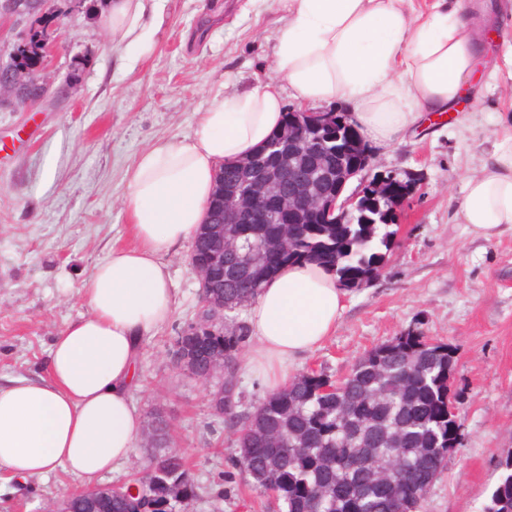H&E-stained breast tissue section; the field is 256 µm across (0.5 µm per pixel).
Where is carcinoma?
Instances as JSON below:
<instances>
[{"label": "carcinoma", "mask_w": 512, "mask_h": 512, "mask_svg": "<svg viewBox=\"0 0 512 512\" xmlns=\"http://www.w3.org/2000/svg\"><path fill=\"white\" fill-rule=\"evenodd\" d=\"M17 58L32 84L40 69L41 38L32 35ZM241 242L224 253V312H242L263 283L281 267L309 262L333 271L339 282L357 287L378 276L396 231L388 224H291L279 252L267 247L281 236L280 224H242ZM243 320L224 328V337L202 336L211 348L224 347L222 420L239 448L237 462L254 484L281 501L286 512H410L436 480L448 449L460 444L461 424L448 413L453 396L454 356L445 343L407 332L368 351L350 371L334 380L312 370L271 392L251 411L240 409L239 353L248 342ZM165 479L182 497L195 499L197 486L184 455L158 452ZM484 512H512V455ZM153 478L140 484V496L121 490L101 504L69 497L68 512H175L165 487L150 492Z\"/></svg>", "instance_id": "obj_1"}]
</instances>
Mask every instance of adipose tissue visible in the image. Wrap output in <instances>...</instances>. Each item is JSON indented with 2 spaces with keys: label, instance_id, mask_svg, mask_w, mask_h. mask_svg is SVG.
<instances>
[{
  "label": "adipose tissue",
  "instance_id": "adipose-tissue-1",
  "mask_svg": "<svg viewBox=\"0 0 512 512\" xmlns=\"http://www.w3.org/2000/svg\"><path fill=\"white\" fill-rule=\"evenodd\" d=\"M284 23L275 79L215 97L193 133L142 154L124 204L136 239L112 249L83 279L89 312L54 337L45 375L0 379V472L42 477L56 468L93 479L126 465L141 431L132 399L143 346L170 320L175 298L165 256L194 240L222 164L244 158L278 129L284 95L314 107L344 103L368 138L402 141L425 115L451 112L471 92L483 42L475 15L491 0H277ZM145 0H112V41L134 52ZM461 223L486 240L512 230V125L494 158L465 183ZM347 294L335 273L296 263L262 286L248 311L247 367L270 390L332 336Z\"/></svg>",
  "mask_w": 512,
  "mask_h": 512
}]
</instances>
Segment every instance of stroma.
<instances>
[{"mask_svg": "<svg viewBox=\"0 0 512 512\" xmlns=\"http://www.w3.org/2000/svg\"><path fill=\"white\" fill-rule=\"evenodd\" d=\"M73 12L56 32L60 50L46 75L79 81L67 98L0 108V376L36 373L64 326L87 314L81 281L112 247L133 242L124 208L127 174L159 143L190 135L218 95L274 77L282 25L275 0H148L149 46L127 60L108 33V0ZM512 110V77L476 82L460 117L417 126L399 145L371 143V174L412 177L381 274L349 289L346 310L325 344L292 375L343 377L374 346L407 331L454 351L452 390L460 445L428 488L421 512H483L512 453V233L490 241L460 224L456 203L499 141L500 113ZM191 246L168 256L175 294L171 320L139 358L133 399L143 432L169 422L197 497L193 512H279L236 462L232 432L208 405L210 383L180 371L174 341L198 309ZM87 482L58 469L44 478H0V512H60Z\"/></svg>", "mask_w": 512, "mask_h": 512, "instance_id": "stroma-1", "label": "stroma"}]
</instances>
